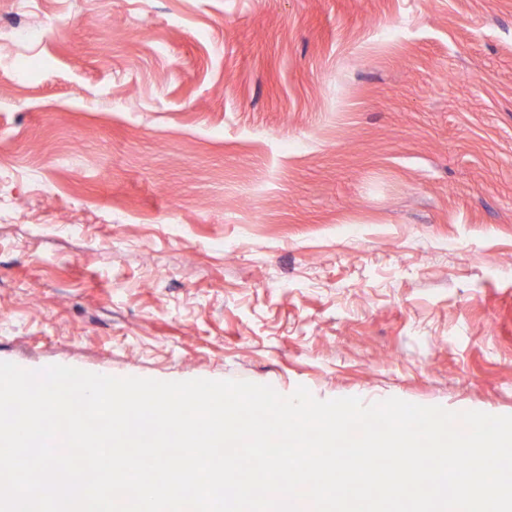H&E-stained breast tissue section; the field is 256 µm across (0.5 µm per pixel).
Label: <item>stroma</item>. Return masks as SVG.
Segmentation results:
<instances>
[{"instance_id":"1","label":"stroma","mask_w":512,"mask_h":512,"mask_svg":"<svg viewBox=\"0 0 512 512\" xmlns=\"http://www.w3.org/2000/svg\"><path fill=\"white\" fill-rule=\"evenodd\" d=\"M0 362L512 415V0H0Z\"/></svg>"}]
</instances>
